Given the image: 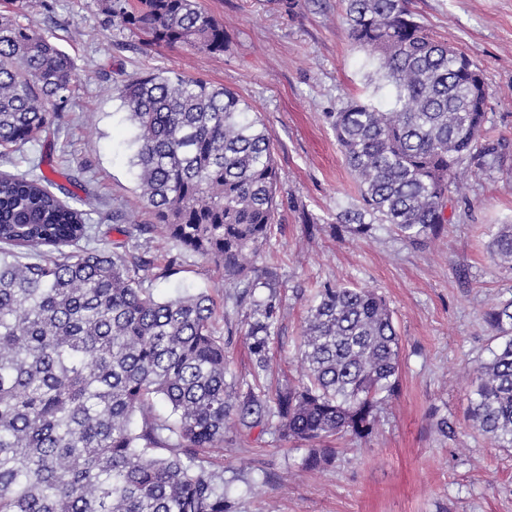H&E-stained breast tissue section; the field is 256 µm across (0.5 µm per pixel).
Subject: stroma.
Wrapping results in <instances>:
<instances>
[{"instance_id":"obj_1","label":"stroma","mask_w":512,"mask_h":512,"mask_svg":"<svg viewBox=\"0 0 512 512\" xmlns=\"http://www.w3.org/2000/svg\"><path fill=\"white\" fill-rule=\"evenodd\" d=\"M224 25L223 53L150 46L111 20L108 0H0V15L32 25L71 59L77 81L50 142L28 145L17 165L89 196L93 247L111 248L125 228L151 216L130 165L132 126L122 105L125 80L173 70L239 93L275 140L283 200L256 266L280 285L284 317L270 344L276 382L297 380L299 336L308 306L327 282L385 297L401 337L400 386L373 434L334 441L331 463L302 469L303 447L252 430L212 451L236 512H512V452L493 447L467 419L468 370L487 355L482 313L512 297V266L491 261L499 225L512 224V0H409L436 39L476 60L490 92L489 136L505 143L499 162L460 169L463 194L448 203V224L423 246L387 226L371 235L336 231V214L361 204L328 115L359 98L387 105L389 86L352 42L342 0H200ZM309 212L314 225L301 220ZM119 220H112V213ZM176 256L146 285L160 297L208 292L231 332L232 372L248 376L246 311L228 298L224 274L208 258L168 239L141 235ZM447 432H440V422Z\"/></svg>"}]
</instances>
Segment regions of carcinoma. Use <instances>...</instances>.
I'll return each instance as SVG.
<instances>
[{
	"label": "carcinoma",
	"mask_w": 512,
	"mask_h": 512,
	"mask_svg": "<svg viewBox=\"0 0 512 512\" xmlns=\"http://www.w3.org/2000/svg\"><path fill=\"white\" fill-rule=\"evenodd\" d=\"M353 43L393 89L389 107L349 100L329 113L362 206L336 224H377L412 245L438 237L467 160L500 158L487 143L489 93L479 65L434 38L406 0H344ZM158 46L224 52V25L198 0L109 8ZM75 74L38 29L0 16V158L50 134ZM135 128L132 165L155 228L211 259L237 306L250 301L253 382L230 371L217 306L206 292L158 299L145 250L89 249L88 214L32 162L0 173V512H234L224 470L208 458L231 431L272 428L307 446L316 469L331 439L369 437L399 389L400 336L385 299L326 283L299 336L300 378L274 387L270 343L282 315L254 265L279 210L274 138L224 86L172 72L121 90ZM491 258L512 262V224ZM492 337L472 374V424L512 449V299L483 311Z\"/></svg>",
	"instance_id": "cac0c4a2"
}]
</instances>
